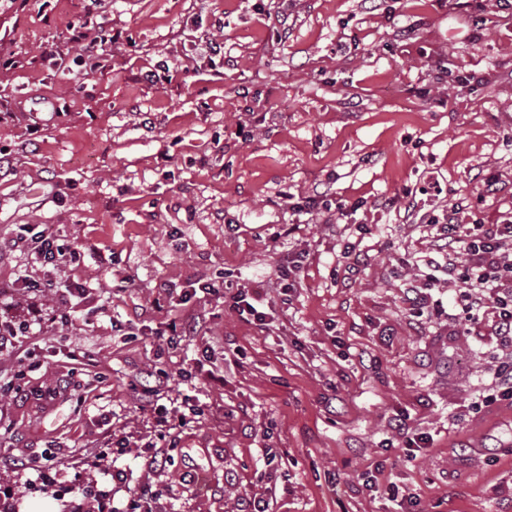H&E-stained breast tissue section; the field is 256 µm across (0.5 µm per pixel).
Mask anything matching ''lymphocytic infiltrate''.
Wrapping results in <instances>:
<instances>
[{"label": "lymphocytic infiltrate", "mask_w": 512, "mask_h": 512, "mask_svg": "<svg viewBox=\"0 0 512 512\" xmlns=\"http://www.w3.org/2000/svg\"><path fill=\"white\" fill-rule=\"evenodd\" d=\"M116 37L90 22L72 23L64 44L45 51V58L59 61L66 51L79 49L89 60L98 59ZM436 245L413 257L418 270L408 304L415 317L445 324L449 335L474 336L493 344L496 355L488 364L477 390L474 406L490 410L500 403L512 404V215L493 224L480 220L464 224L455 208L431 216L427 221ZM12 248L26 253L28 267L19 283L26 297L35 299L55 292L62 298L61 324L71 322L83 311L89 286L62 277L67 266L84 255L81 245L68 244L56 232L42 230L34 235L17 232ZM455 283L449 299L436 297L443 281ZM231 312L266 330L272 301L267 294L242 288L225 297Z\"/></svg>", "instance_id": "lymphocytic-infiltrate-1"}]
</instances>
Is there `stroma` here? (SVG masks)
<instances>
[{"mask_svg":"<svg viewBox=\"0 0 512 512\" xmlns=\"http://www.w3.org/2000/svg\"><path fill=\"white\" fill-rule=\"evenodd\" d=\"M85 0H0V37L35 65L0 70V239L18 224L52 228L111 255L68 267L89 284L92 325L60 327L55 296L36 339L0 354V376L25 396L0 400V512H99L83 479L117 466L115 507L144 482L173 489L165 512H400L389 489L419 497V512H512V404L469 410L491 347L409 316L405 254L426 250L423 224L384 212L415 197L421 216L459 210L496 223L512 211V9L484 0H111L93 15L122 32L102 67L62 73L40 60L84 21ZM288 23V37L276 32ZM219 30L224 51L198 37ZM194 58L195 69L176 64ZM169 63L168 80L148 74ZM475 75L477 84L466 81ZM44 137L30 144L27 124ZM250 140L235 134L238 125ZM442 194L425 192L427 174ZM360 202L337 223L295 214L289 195ZM303 253L299 286L275 303L266 332L189 284L273 288V270ZM197 332L168 345L172 320ZM93 353L86 364L68 351ZM222 375L209 384L207 372ZM205 414L175 443L160 434L157 396ZM408 410L432 447L405 461L390 426ZM56 449L43 479L30 468ZM123 449L118 460L106 451ZM169 449L157 472L144 459ZM383 465L378 491L366 472Z\"/></svg>","mask_w":512,"mask_h":512,"instance_id":"1","label":"stroma"}]
</instances>
